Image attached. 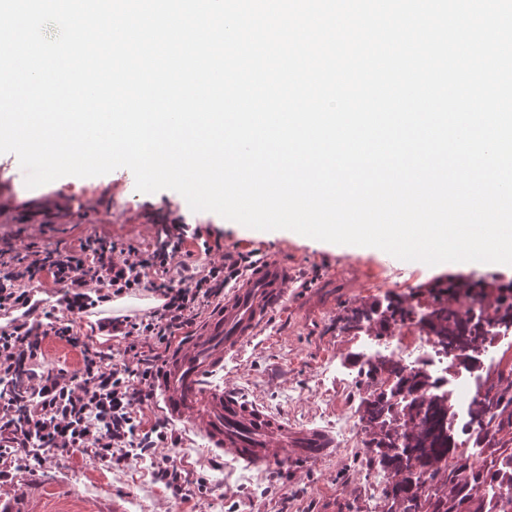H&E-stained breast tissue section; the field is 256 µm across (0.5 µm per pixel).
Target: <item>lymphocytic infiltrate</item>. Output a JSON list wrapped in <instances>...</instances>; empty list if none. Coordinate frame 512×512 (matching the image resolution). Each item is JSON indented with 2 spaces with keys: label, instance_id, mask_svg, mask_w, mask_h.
<instances>
[{
  "label": "lymphocytic infiltrate",
  "instance_id": "obj_1",
  "mask_svg": "<svg viewBox=\"0 0 512 512\" xmlns=\"http://www.w3.org/2000/svg\"><path fill=\"white\" fill-rule=\"evenodd\" d=\"M189 230L188 222L176 220L164 227L163 240L147 250L121 249L99 238L34 258L0 248L1 311L36 312L40 303L32 285L47 268L59 295L58 311L45 312L43 320L0 330L1 458L17 453L43 462L52 453L79 449L104 460L130 458L141 436L135 408L154 398L152 380L160 355H140L132 366L109 363L78 336L70 316L147 286L160 306L144 316L111 319L108 325L113 335L128 339L132 351L142 336L170 345L176 334L193 325L205 302L257 264L253 253L227 252L219 260H208L189 284L174 286L166 275ZM49 335L81 349L80 375L32 371Z\"/></svg>",
  "mask_w": 512,
  "mask_h": 512
}]
</instances>
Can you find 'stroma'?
Returning <instances> with one entry per match:
<instances>
[{"instance_id":"1","label":"stroma","mask_w":512,"mask_h":512,"mask_svg":"<svg viewBox=\"0 0 512 512\" xmlns=\"http://www.w3.org/2000/svg\"><path fill=\"white\" fill-rule=\"evenodd\" d=\"M15 199L33 209L56 210L51 224H20L14 214L0 215V243L35 251L66 250L85 239L102 238L121 247L151 248L165 222L186 217L197 229L168 273L177 284L189 283L211 255L225 251H258L294 266V279L284 305L273 311L267 326L234 360L224 366V381L244 398L287 417L292 425L336 432L340 419L360 418L365 396V345L382 346L394 333L379 336L342 329L347 310L358 305L387 308L395 303L419 309L440 300L465 301V289L451 291L449 279L476 282L488 300L512 292V266L425 268L366 250L311 239L290 230H256L209 211H192L179 193H141L133 173L119 168L95 177L65 176L30 189L15 154H0V200ZM111 308L96 307L76 320L81 335L111 354L113 363L132 361L127 343L101 331ZM83 356L56 337H46L34 363L38 372L64 370L79 374ZM474 380V392L512 384V327L488 337L473 367L448 368V389L459 415L469 398L458 396L461 381ZM367 436L338 437L336 446L311 467L283 466L270 472L216 458L195 434L182 433L177 447L150 448L147 455L121 462L104 461L74 450L56 453L50 462L15 463L0 476V512L17 495L28 512H382L381 487L386 475L373 468L362 445ZM192 480L186 497L176 498L153 477L163 456Z\"/></svg>"}]
</instances>
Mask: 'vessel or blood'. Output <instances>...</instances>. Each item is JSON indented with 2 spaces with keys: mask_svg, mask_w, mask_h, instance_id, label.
Wrapping results in <instances>:
<instances>
[{
  "mask_svg": "<svg viewBox=\"0 0 512 512\" xmlns=\"http://www.w3.org/2000/svg\"><path fill=\"white\" fill-rule=\"evenodd\" d=\"M292 278L288 263L261 261L199 334L171 354L154 381L169 423L200 436L214 454L260 471L273 470L287 458L314 464L335 445L328 431L295 427L224 383L225 361L256 339L286 300Z\"/></svg>",
  "mask_w": 512,
  "mask_h": 512,
  "instance_id": "b4317fda",
  "label": "vessel or blood"
}]
</instances>
